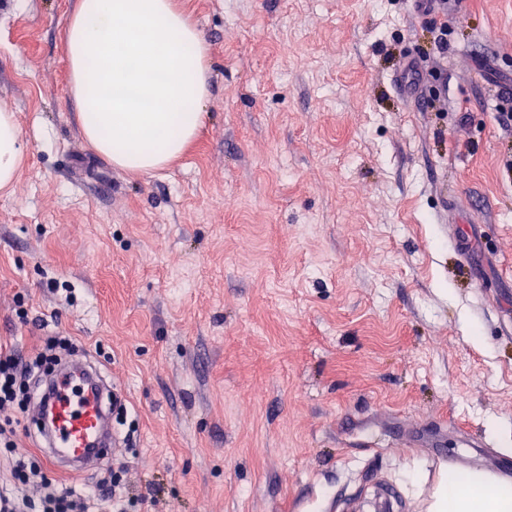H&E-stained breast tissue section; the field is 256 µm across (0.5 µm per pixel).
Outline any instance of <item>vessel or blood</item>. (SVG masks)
Listing matches in <instances>:
<instances>
[{
    "instance_id": "b4317fda",
    "label": "vessel or blood",
    "mask_w": 512,
    "mask_h": 512,
    "mask_svg": "<svg viewBox=\"0 0 512 512\" xmlns=\"http://www.w3.org/2000/svg\"><path fill=\"white\" fill-rule=\"evenodd\" d=\"M47 403L34 406L31 418L49 449L55 469L78 471L107 456L112 447L106 396L93 370L59 374Z\"/></svg>"
}]
</instances>
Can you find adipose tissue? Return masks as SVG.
<instances>
[{"label":"adipose tissue","mask_w":512,"mask_h":512,"mask_svg":"<svg viewBox=\"0 0 512 512\" xmlns=\"http://www.w3.org/2000/svg\"><path fill=\"white\" fill-rule=\"evenodd\" d=\"M69 93L80 132L113 167L149 174L198 135L210 97L202 32L174 0H78L65 38ZM15 112L0 106V190L26 159ZM426 512H512V479L475 471L464 485L440 476Z\"/></svg>","instance_id":"obj_1"}]
</instances>
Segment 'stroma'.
Masks as SVG:
<instances>
[{
  "label": "stroma",
  "mask_w": 512,
  "mask_h": 512,
  "mask_svg": "<svg viewBox=\"0 0 512 512\" xmlns=\"http://www.w3.org/2000/svg\"><path fill=\"white\" fill-rule=\"evenodd\" d=\"M202 31L199 138L132 176L84 140L77 0L0 13V106L29 144L0 194V345L71 337L136 432L140 512H402L512 459V0H178ZM430 76L407 97V56ZM28 310L15 316L16 300Z\"/></svg>",
  "instance_id": "stroma-1"
}]
</instances>
